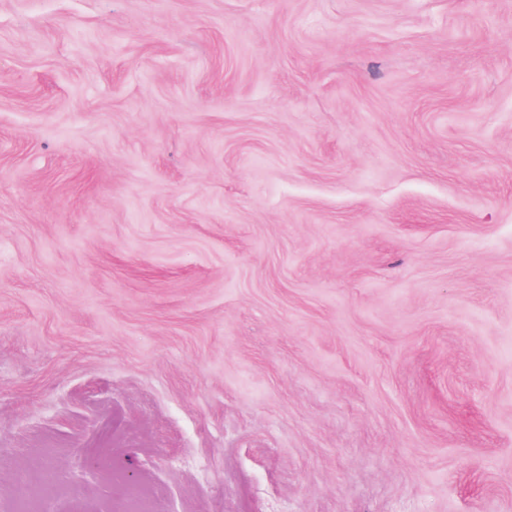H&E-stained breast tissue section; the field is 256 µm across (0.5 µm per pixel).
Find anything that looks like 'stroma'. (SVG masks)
<instances>
[{"mask_svg":"<svg viewBox=\"0 0 512 512\" xmlns=\"http://www.w3.org/2000/svg\"><path fill=\"white\" fill-rule=\"evenodd\" d=\"M135 496L512 512V0H0V512Z\"/></svg>","mask_w":512,"mask_h":512,"instance_id":"35a3bbf8","label":"stroma"}]
</instances>
